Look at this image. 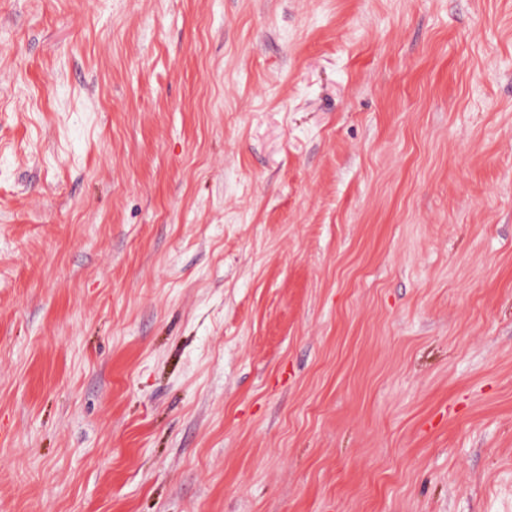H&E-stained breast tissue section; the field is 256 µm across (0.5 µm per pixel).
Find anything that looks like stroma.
Masks as SVG:
<instances>
[{"instance_id":"stroma-1","label":"stroma","mask_w":512,"mask_h":512,"mask_svg":"<svg viewBox=\"0 0 512 512\" xmlns=\"http://www.w3.org/2000/svg\"><path fill=\"white\" fill-rule=\"evenodd\" d=\"M0 512H512V0H0Z\"/></svg>"}]
</instances>
